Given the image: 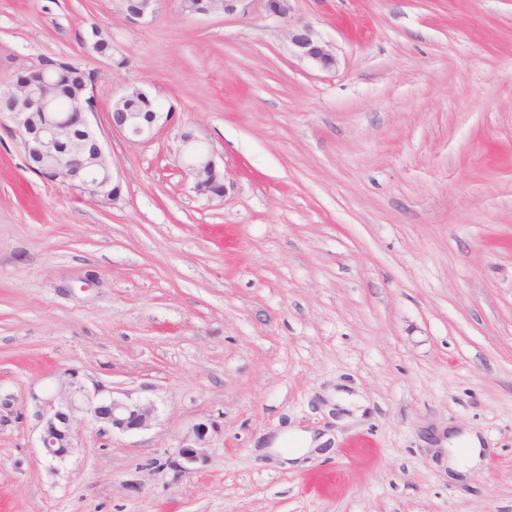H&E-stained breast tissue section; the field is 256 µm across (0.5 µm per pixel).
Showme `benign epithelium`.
<instances>
[{
  "label": "benign epithelium",
  "mask_w": 512,
  "mask_h": 512,
  "mask_svg": "<svg viewBox=\"0 0 512 512\" xmlns=\"http://www.w3.org/2000/svg\"><path fill=\"white\" fill-rule=\"evenodd\" d=\"M156 0H118L120 10L131 22H138L154 13ZM289 42L297 53L328 70L335 66L336 59L331 48L319 40L313 29L304 25L288 32ZM79 42L88 55L112 59V35L98 38L80 36ZM54 98L29 83L16 85L15 92L0 98V124L3 118L12 122L10 130L28 156L36 158L39 165L32 170L44 178L54 181L78 179V187L94 195L101 202L114 205L121 199V183L107 159L99 139H94V155L102 169L85 164L80 159L84 149L83 140L76 136L83 129L95 134L91 117L97 113L95 81L83 87V93L68 103L66 117L52 112ZM112 131L127 134L136 142H147L164 128L176 127V113L169 109H156L148 121L141 122L135 112H113L109 116ZM180 142L177 163L186 178L192 180L193 190L212 200L216 195L209 192L201 180L202 171L217 178L224 175L216 153L205 147L196 133L178 130ZM85 413L104 428L119 432H132L149 428L154 419V408L130 398L116 399L104 395V390L85 386L79 373L72 371L69 379L42 401L43 425L40 444L45 455L53 461L63 462L77 448L78 430L75 426L77 414ZM209 426L195 425L191 432L171 453V464L181 472L190 471L202 459Z\"/></svg>",
  "instance_id": "7a95c632"
}]
</instances>
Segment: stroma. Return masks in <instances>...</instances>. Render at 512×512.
Here are the masks:
<instances>
[{
	"instance_id": "stroma-1",
	"label": "stroma",
	"mask_w": 512,
	"mask_h": 512,
	"mask_svg": "<svg viewBox=\"0 0 512 512\" xmlns=\"http://www.w3.org/2000/svg\"><path fill=\"white\" fill-rule=\"evenodd\" d=\"M290 5L159 0L135 25L115 0H0V81L93 72L122 185L105 205L47 181L0 127V512H512V0ZM93 25L112 60L83 53ZM131 85L215 150L223 199L175 131L111 130ZM73 370L155 419L79 420L53 468L39 400ZM200 422L202 461L170 469ZM294 429L334 444L287 462ZM452 431L485 448L463 476ZM193 7L189 4L188 0H178V7L182 14L188 17H193L197 15H209L211 13H215L211 10H207L212 4L213 1H220L221 7L223 8L224 14H234L236 11V5L231 2H238L241 6H243V11H247L250 6V2L253 0H190ZM199 8V9H198ZM204 9V10H201ZM289 42L296 48L297 53L328 70L335 66L336 59L331 48L319 40L313 29L308 25L288 31ZM177 138L180 142L177 163L185 177L192 180L193 190L198 195L206 196L210 200L222 198L226 190L225 184L224 194L218 196L216 194H220L223 188L215 184L216 187L213 191L216 194L210 193L205 182H210L211 178H209L206 172L203 175L204 181L201 180V173L204 170L208 171L210 176L214 178L224 175V170L217 160L216 153L205 147L194 131L190 134H186L182 130V127H179Z\"/></svg>"
}]
</instances>
